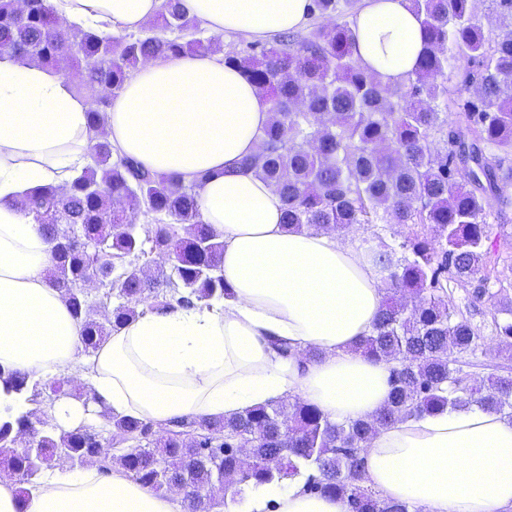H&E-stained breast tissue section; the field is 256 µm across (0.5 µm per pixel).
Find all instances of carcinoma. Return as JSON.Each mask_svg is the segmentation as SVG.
<instances>
[{"mask_svg": "<svg viewBox=\"0 0 512 512\" xmlns=\"http://www.w3.org/2000/svg\"><path fill=\"white\" fill-rule=\"evenodd\" d=\"M0 0V55L54 67L63 58L80 84L102 89L88 112L95 131L84 167L70 186H43L25 203L27 214L49 234L53 287L82 326L83 350L95 351L114 331L140 315L138 306L160 309L224 298V241L203 222L195 185L146 169L127 155H113L103 113L147 59H173L221 51L203 38L202 24L163 0L143 31L71 39L67 19L49 0ZM477 0H411L424 30L421 61L392 85L354 56L358 0H312L310 24L270 40L249 41L224 58L241 67L270 104L272 119L259 135L248 166L284 202L283 223L326 231L354 224L421 226L396 245L375 234L365 250L382 282L384 297L374 333L355 350L392 365L390 398L376 417L336 423L298 400L257 406L221 420H176L156 437L134 417L113 419L108 437L82 426L43 432L35 420L50 400L65 396L66 379L28 383L9 373L5 392L21 409L0 416V476L24 485L60 459L83 463L100 456L101 469L119 465L134 482L156 492L167 484L193 487L191 512H209L202 496L233 477L228 488L301 475L311 493L346 501L349 512H410L367 484L359 450L393 421L471 401L512 420V372L484 383L470 377L459 359L478 347L479 329L456 309L448 283L478 281L474 299L512 288L497 270L509 238L492 236L486 212L512 206V29L491 38L476 19ZM328 18L329 24L321 23ZM458 55L473 63L461 85L476 87L464 103L448 97V69ZM457 113L455 120L449 114ZM148 218L138 224L140 217ZM166 255L168 265L146 273L139 260ZM109 282L116 299L99 320L85 285ZM501 348L512 350V303L495 311ZM31 437L17 449V438ZM248 444L249 465L234 445Z\"/></svg>", "mask_w": 512, "mask_h": 512, "instance_id": "cac0c4a2", "label": "carcinoma"}]
</instances>
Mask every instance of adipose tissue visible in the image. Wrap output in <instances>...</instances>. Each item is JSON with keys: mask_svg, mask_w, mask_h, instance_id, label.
Listing matches in <instances>:
<instances>
[{"mask_svg": "<svg viewBox=\"0 0 512 512\" xmlns=\"http://www.w3.org/2000/svg\"><path fill=\"white\" fill-rule=\"evenodd\" d=\"M82 31L139 30L162 0H50ZM209 37L266 39L303 28L310 0H179ZM355 56L382 84L414 70L423 30L409 0H364ZM93 100L60 72L0 57V371L64 376L94 408L162 431L186 417L219 419L286 396L334 422L367 420L389 401L390 364L355 352L384 293L363 251L335 234L285 226L284 203L252 169L267 101L223 53L143 63L105 114L114 151L195 184L203 220L224 240L229 290L211 305L130 320L91 356L51 285L50 245L22 204L36 187L68 186L95 133ZM292 349L282 356L274 341ZM318 351L306 360L307 351ZM385 498L416 512H512V422L477 404L397 420L361 453ZM0 512H181L176 496L95 464L45 472L29 498L0 482ZM214 512H348L302 478L249 487Z\"/></svg>", "mask_w": 512, "mask_h": 512, "instance_id": "obj_1", "label": "adipose tissue"}]
</instances>
